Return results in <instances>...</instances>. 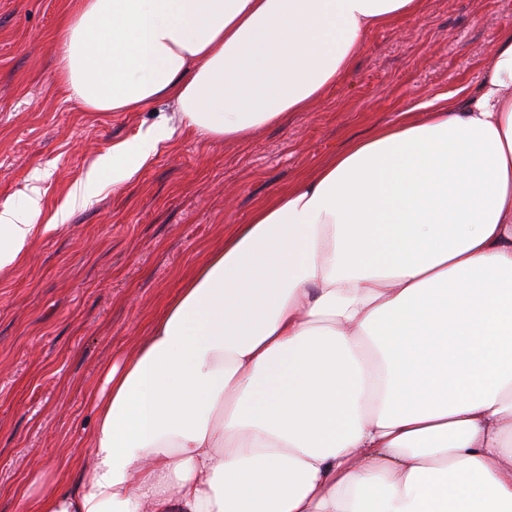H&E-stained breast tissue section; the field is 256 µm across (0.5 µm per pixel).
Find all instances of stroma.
I'll return each mask as SVG.
<instances>
[{
	"mask_svg": "<svg viewBox=\"0 0 512 512\" xmlns=\"http://www.w3.org/2000/svg\"><path fill=\"white\" fill-rule=\"evenodd\" d=\"M64 10L65 0H0V208L24 207L38 186L47 226L22 261L0 268V512H28L32 475L54 482L63 461L89 454L87 387L260 201L404 106L476 87L497 33L512 29V0H427L420 16L367 34L346 77L308 111L247 139L174 133L131 181L74 205L97 158L164 126L172 107L86 112L67 101L54 78ZM60 211L63 224L49 227Z\"/></svg>",
	"mask_w": 512,
	"mask_h": 512,
	"instance_id": "35a3bbf8",
	"label": "stroma"
}]
</instances>
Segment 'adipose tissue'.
<instances>
[{
	"label": "adipose tissue",
	"instance_id": "adipose-tissue-1",
	"mask_svg": "<svg viewBox=\"0 0 512 512\" xmlns=\"http://www.w3.org/2000/svg\"><path fill=\"white\" fill-rule=\"evenodd\" d=\"M427 0H70L56 81L159 101L72 193L175 130L248 138L325 96ZM474 93L359 139L259 203L90 390V455L29 512H512V31ZM0 208V267L39 234Z\"/></svg>",
	"mask_w": 512,
	"mask_h": 512
}]
</instances>
